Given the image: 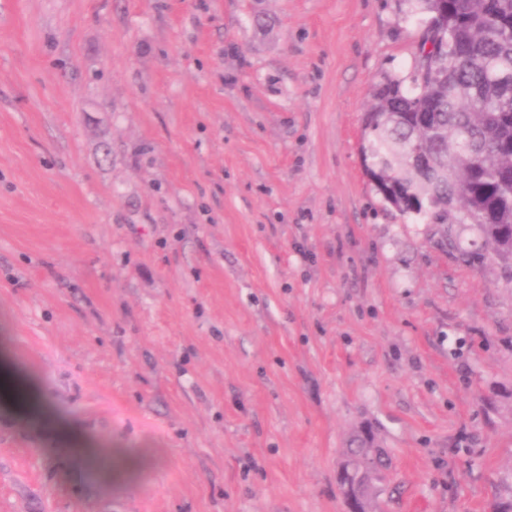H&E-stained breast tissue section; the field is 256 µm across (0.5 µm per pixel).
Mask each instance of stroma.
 <instances>
[{"mask_svg": "<svg viewBox=\"0 0 512 512\" xmlns=\"http://www.w3.org/2000/svg\"><path fill=\"white\" fill-rule=\"evenodd\" d=\"M403 0H0V512H512V261L362 167ZM1 378L4 384L23 390L29 400L37 401L38 417L48 420L61 439L72 443L71 448H60L61 450L74 454L83 463L99 461V448L96 447L94 440L81 433L67 418L57 414L48 403L37 400L34 385L31 382L3 367ZM367 444V440L364 435H357L351 443V447L348 450V454H352L356 457V471L355 475L370 476L374 474L372 480L378 483V495L383 490L380 485L384 479V472L387 467H379L375 460L371 459V453L374 459L386 460L385 454L382 448H363ZM371 451V452H370ZM350 468V464L348 462L347 459H344L339 468H338V472H337V482H338V485L341 489V492H346L347 496H346V502H345V506H346V512H369L371 510H369L370 508V502H371V498L364 494V495H358V496H354L353 493L350 491V489L348 487H344V482H343V479L347 476L348 474V470ZM341 485H343L341 487Z\"/></svg>", "mask_w": 512, "mask_h": 512, "instance_id": "1", "label": "stroma"}]
</instances>
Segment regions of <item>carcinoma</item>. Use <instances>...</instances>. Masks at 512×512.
Listing matches in <instances>:
<instances>
[{
  "mask_svg": "<svg viewBox=\"0 0 512 512\" xmlns=\"http://www.w3.org/2000/svg\"><path fill=\"white\" fill-rule=\"evenodd\" d=\"M446 3L425 84L377 85L383 103L362 145L372 166L404 189L402 212L442 224L436 208L463 202L495 252L512 258V0ZM421 103L429 105L423 131L411 115ZM366 444L358 435L348 450L355 474L380 483L385 469Z\"/></svg>",
  "mask_w": 512,
  "mask_h": 512,
  "instance_id": "1",
  "label": "carcinoma"
}]
</instances>
